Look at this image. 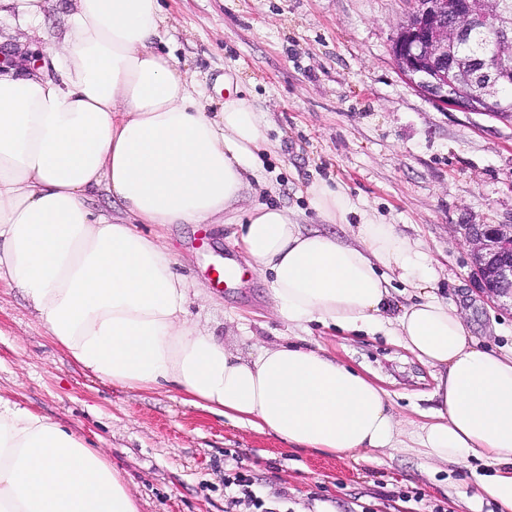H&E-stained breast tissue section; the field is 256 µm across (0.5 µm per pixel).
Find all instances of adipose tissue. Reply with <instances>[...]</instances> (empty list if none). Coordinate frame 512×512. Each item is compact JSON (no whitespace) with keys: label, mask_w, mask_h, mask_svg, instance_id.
I'll return each mask as SVG.
<instances>
[{"label":"adipose tissue","mask_w":512,"mask_h":512,"mask_svg":"<svg viewBox=\"0 0 512 512\" xmlns=\"http://www.w3.org/2000/svg\"><path fill=\"white\" fill-rule=\"evenodd\" d=\"M66 13L53 76L0 72V285L22 294L53 341L93 376L177 388L185 404L294 448L366 459L402 451L387 392L327 354L277 336L235 344L187 319L200 292L142 225L230 216L236 245L291 329L388 330L433 370L412 435L433 462L479 459L475 502L512 512V352L487 350L438 299L428 258L397 225L356 213L325 183L307 193L330 224L359 216L357 243L307 230L287 210L232 209L262 169L265 115L230 96L208 112L187 66L156 47L161 0H0V20L40 30ZM106 193L113 219L88 199ZM414 280L395 305L389 271ZM0 512H138L105 457L57 422L0 397Z\"/></svg>","instance_id":"adipose-tissue-1"}]
</instances>
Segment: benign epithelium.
Segmentation results:
<instances>
[{
	"label": "benign epithelium",
	"mask_w": 512,
	"mask_h": 512,
	"mask_svg": "<svg viewBox=\"0 0 512 512\" xmlns=\"http://www.w3.org/2000/svg\"><path fill=\"white\" fill-rule=\"evenodd\" d=\"M390 51L398 72L437 105L512 120V107L495 94L512 81V3L509 0H410ZM493 47L472 55L459 75L454 51L487 24ZM473 274L480 290L512 303V225L471 224L467 228Z\"/></svg>",
	"instance_id": "1"
}]
</instances>
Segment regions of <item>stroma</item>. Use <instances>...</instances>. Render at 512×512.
Wrapping results in <instances>:
<instances>
[{"label": "stroma", "mask_w": 512, "mask_h": 512, "mask_svg": "<svg viewBox=\"0 0 512 512\" xmlns=\"http://www.w3.org/2000/svg\"><path fill=\"white\" fill-rule=\"evenodd\" d=\"M409 0H168L160 45L192 71L218 111L228 90L267 115V204L322 225L305 192L342 188L376 219L418 239L436 273L434 292L469 334L512 349V307L482 294L471 274L468 224L512 225V121L448 112L402 79L391 39ZM37 35L0 26V53L50 64ZM234 225L172 224L161 233L176 270L204 289L190 320L234 342L235 319L255 340L290 335L321 347L391 396L403 424L421 421L435 382L385 332L343 335L318 323L287 331L268 286L234 245ZM244 273L215 287L211 267ZM0 396L70 429L125 478L140 512H226L224 476L243 468L265 512H471L469 466L430 462L415 448L369 460L295 449L278 438L183 404L172 388L130 390L93 377L52 342L19 293L0 291Z\"/></svg>", "instance_id": "35a3bbf8"}]
</instances>
